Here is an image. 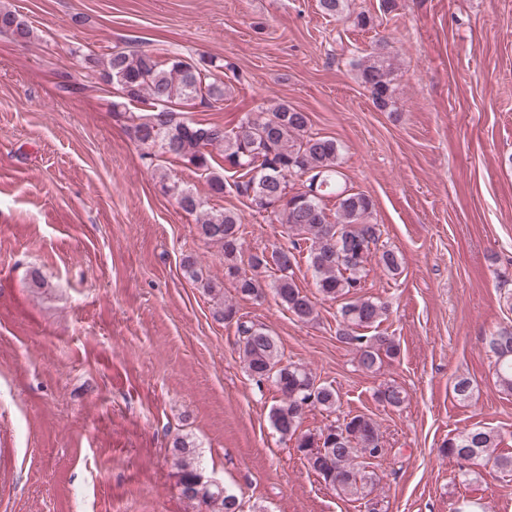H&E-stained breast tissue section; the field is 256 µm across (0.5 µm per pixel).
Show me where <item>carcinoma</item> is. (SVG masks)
Masks as SVG:
<instances>
[{
  "label": "carcinoma",
  "mask_w": 512,
  "mask_h": 512,
  "mask_svg": "<svg viewBox=\"0 0 512 512\" xmlns=\"http://www.w3.org/2000/svg\"><path fill=\"white\" fill-rule=\"evenodd\" d=\"M319 6L322 13L340 17L347 0H319ZM0 33L28 39L33 30L17 12L0 9ZM98 63L103 81L119 94L113 108L125 102L145 106V113L129 117L131 137L143 150V157L151 160L159 153L181 159L201 172L211 194L233 193L248 200L258 213L265 211V204L278 203L270 214L288 226L290 246L269 255L246 254L242 220L236 212L209 207L191 189L172 186L180 207L196 215L200 234L224 252V275L235 282L238 294L260 296L259 274L269 272L280 303L301 322L315 320V304L295 278L294 268L303 256L314 272L318 292L328 299H344L336 336L356 351L358 366L375 372L384 359L400 355L399 343L378 332L387 304L361 295L368 260L378 257L384 270L395 276L400 268L398 257L391 250L380 249L381 231L371 220V199L348 189L339 166L341 146L335 138L311 132L308 113L286 103L247 112L230 130L216 123L185 120L179 106L189 101L208 105L224 101V82L211 73V62L198 65L178 55L160 56L115 46ZM357 68L375 106L393 108L394 57L387 51V42L362 56ZM226 169L235 174L231 182L224 179ZM293 178L303 181V189H290ZM331 199L335 200L333 210L327 204ZM183 268L190 279L202 282L211 292L216 290L210 280L203 279L193 257L184 258ZM212 315L218 322L236 325L240 357L250 376L259 384L270 379L276 387L279 397L269 412L272 427L282 438L295 440L308 466L325 483L347 498L366 497L372 485L369 463L356 459L366 455L375 460L385 454L373 420L358 414L318 433L302 430L304 403L334 410L339 402L336 389L316 382L305 367L284 363L276 338L266 328L238 316L235 304L223 300ZM369 329L375 334L366 335ZM508 336L512 337V327L491 334L485 345L495 359L499 387L511 394L512 342L506 341ZM377 399L397 408L404 396L398 387L387 384L377 391ZM501 443L499 434L475 426L448 438L440 452L455 461L469 455L511 477L512 454L500 450ZM170 454L184 499L204 505L208 512H240L235 496L202 482L192 442L175 438Z\"/></svg>",
  "instance_id": "1"
}]
</instances>
